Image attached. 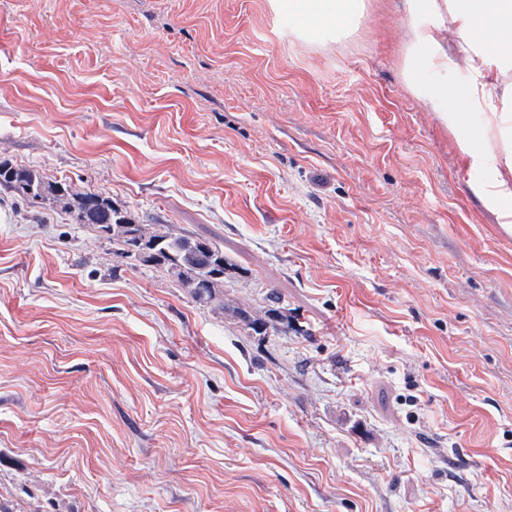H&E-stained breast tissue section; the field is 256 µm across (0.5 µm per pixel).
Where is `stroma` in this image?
<instances>
[{
    "instance_id": "stroma-1",
    "label": "stroma",
    "mask_w": 512,
    "mask_h": 512,
    "mask_svg": "<svg viewBox=\"0 0 512 512\" xmlns=\"http://www.w3.org/2000/svg\"><path fill=\"white\" fill-rule=\"evenodd\" d=\"M0 0V161L233 265L256 335L0 194V497L21 512H512V233L407 86L400 0ZM276 292L279 304L266 299ZM283 1L296 23V29L305 35L336 32L347 36L364 13L363 0H276Z\"/></svg>"
}]
</instances>
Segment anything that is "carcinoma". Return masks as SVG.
I'll return each mask as SVG.
<instances>
[{"instance_id": "obj_1", "label": "carcinoma", "mask_w": 512, "mask_h": 512, "mask_svg": "<svg viewBox=\"0 0 512 512\" xmlns=\"http://www.w3.org/2000/svg\"><path fill=\"white\" fill-rule=\"evenodd\" d=\"M0 188L28 206L57 207L76 224L108 227L117 253L166 268L200 306L224 309V277L232 266L215 244L192 235L150 232L114 207L110 196L79 192L71 182L49 179L34 168L0 162ZM241 315L245 326L258 335L284 329L268 316L255 317L244 311Z\"/></svg>"}]
</instances>
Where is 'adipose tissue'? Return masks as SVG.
I'll use <instances>...</instances> for the list:
<instances>
[{
	"label": "adipose tissue",
	"mask_w": 512,
	"mask_h": 512,
	"mask_svg": "<svg viewBox=\"0 0 512 512\" xmlns=\"http://www.w3.org/2000/svg\"><path fill=\"white\" fill-rule=\"evenodd\" d=\"M299 32L348 35L364 13V0H284ZM407 86L434 112L453 138L459 166L490 168V183H471L483 207L504 230L512 229V0H404L402 18ZM461 46L456 61L465 83L449 81L448 48ZM439 81L420 90L422 71ZM482 115L473 128L467 113Z\"/></svg>",
	"instance_id": "obj_1"
}]
</instances>
